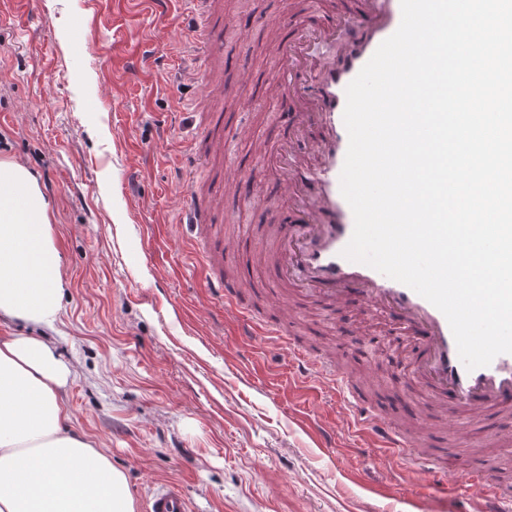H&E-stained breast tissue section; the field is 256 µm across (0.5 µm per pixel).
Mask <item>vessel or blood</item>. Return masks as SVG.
Wrapping results in <instances>:
<instances>
[{"label":"vessel or blood","mask_w":512,"mask_h":512,"mask_svg":"<svg viewBox=\"0 0 512 512\" xmlns=\"http://www.w3.org/2000/svg\"><path fill=\"white\" fill-rule=\"evenodd\" d=\"M401 18L400 0H361L359 11L332 18L322 37L339 43L340 54L333 62H320L316 81L299 86L290 85L288 74L306 69L310 60L301 39L291 38L273 83L280 101L278 146L251 168L234 169L233 181L250 192L267 170H277L282 176L279 193L286 219L269 229L264 282L288 286L295 298L324 308L355 299L387 313L419 342L410 371L414 387L440 406L449 422L464 417L481 420L512 411V354L467 370L448 321L436 307L405 284L342 255L354 229L352 210L340 189L349 145L343 120L346 88L378 46L397 30ZM223 40L221 30L205 26L195 43L196 75L209 82L217 96L223 95L224 85L210 78L211 56ZM215 195L212 189L186 193L181 221L200 237L199 252L210 287L223 292L225 307L235 308L239 292L252 283L232 279L224 269V241L211 233L216 222ZM235 310L239 335L277 339L288 333L286 324L246 309ZM290 353L301 378H316L343 396L347 420L369 436L374 446L410 448L421 471L440 469L480 486V512H504L506 504L512 503L511 488L490 472L465 468L461 455L417 450L403 426L383 418L367 393L341 369L300 347L291 348ZM146 512H191V501L180 485L161 483L151 491Z\"/></svg>","instance_id":"1"}]
</instances>
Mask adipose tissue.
Here are the masks:
<instances>
[{
  "label": "adipose tissue",
  "instance_id": "obj_1",
  "mask_svg": "<svg viewBox=\"0 0 512 512\" xmlns=\"http://www.w3.org/2000/svg\"><path fill=\"white\" fill-rule=\"evenodd\" d=\"M63 295L50 205L20 162L0 161V319L53 328ZM71 376L47 337L0 336V512H135L122 470L71 435Z\"/></svg>",
  "mask_w": 512,
  "mask_h": 512
}]
</instances>
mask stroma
I'll return each instance as SVG.
<instances>
[{
  "instance_id": "obj_1",
  "label": "stroma",
  "mask_w": 512,
  "mask_h": 512,
  "mask_svg": "<svg viewBox=\"0 0 512 512\" xmlns=\"http://www.w3.org/2000/svg\"><path fill=\"white\" fill-rule=\"evenodd\" d=\"M215 3L223 98L190 83L196 17L183 0L164 16L148 0H38L27 15L0 0V160L23 163L51 204L64 283L47 333L72 370L71 433L106 446L136 512L164 481L183 485L194 512H477V486L416 475L395 450L362 445L332 397L297 379L287 347L236 336L223 295L208 288L178 208L188 186H225L228 161L272 149L279 100L263 89L286 34L263 18L324 24L350 6ZM242 109L250 123L229 159L184 175L201 113L215 122ZM256 192L218 216L232 275L259 274L264 232L280 219V200ZM238 304L287 322L292 343L347 371L382 415L404 418L399 376L415 344L387 331L382 313L289 302L273 285ZM412 410L430 440L465 441L468 466L512 483V445L487 444L483 422L450 426L419 397ZM303 415L334 421V447H317Z\"/></svg>"
}]
</instances>
